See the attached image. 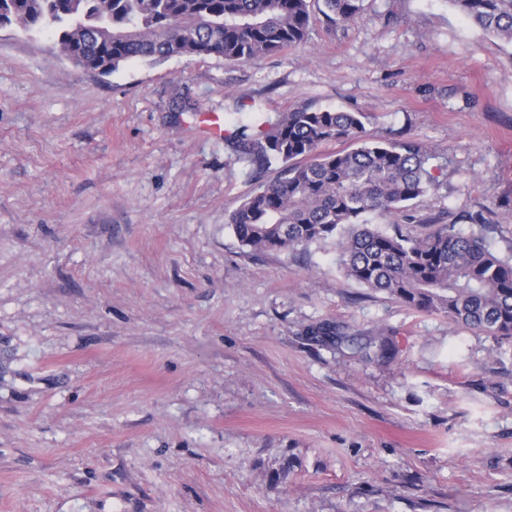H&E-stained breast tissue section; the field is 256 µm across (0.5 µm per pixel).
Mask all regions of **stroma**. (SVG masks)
Masks as SVG:
<instances>
[{
	"label": "stroma",
	"mask_w": 512,
	"mask_h": 512,
	"mask_svg": "<svg viewBox=\"0 0 512 512\" xmlns=\"http://www.w3.org/2000/svg\"><path fill=\"white\" fill-rule=\"evenodd\" d=\"M310 14L285 53L108 74L0 27V512H512V340L228 224L279 172L237 159L239 119L310 106L432 152L369 223L480 213L512 254V45L449 0ZM378 334L394 358L350 342Z\"/></svg>",
	"instance_id": "35a3bbf8"
}]
</instances>
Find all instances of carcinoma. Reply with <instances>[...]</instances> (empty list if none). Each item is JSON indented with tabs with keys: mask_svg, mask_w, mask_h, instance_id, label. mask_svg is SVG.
Listing matches in <instances>:
<instances>
[{
	"mask_svg": "<svg viewBox=\"0 0 512 512\" xmlns=\"http://www.w3.org/2000/svg\"><path fill=\"white\" fill-rule=\"evenodd\" d=\"M323 14L348 23L363 0H322ZM474 27L512 43V0H449ZM309 0H0V25L52 29L76 64L112 68L129 60L220 56L250 61L306 41ZM238 159L281 164L228 219L252 252L295 250L336 241L347 278L385 292L413 309L442 313L448 322L512 339V258L490 249L494 227L479 232L431 224L421 236L395 225L381 230L364 216L429 192L436 183L431 154L415 140L367 138L356 112L304 107L256 126L239 121ZM351 149L324 153L328 143ZM324 344L344 336L322 324L311 330Z\"/></svg>",
	"mask_w": 512,
	"mask_h": 512,
	"instance_id": "1",
	"label": "carcinoma"
}]
</instances>
